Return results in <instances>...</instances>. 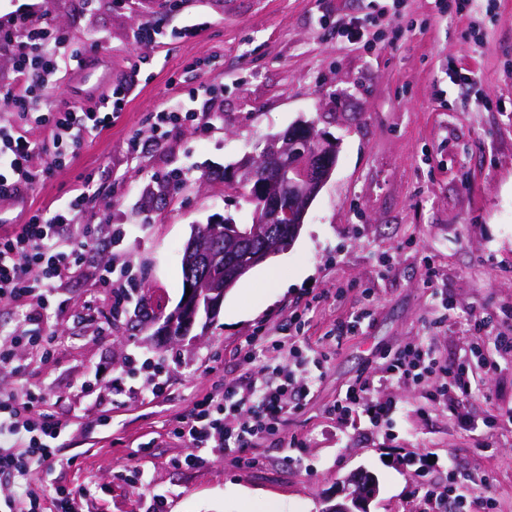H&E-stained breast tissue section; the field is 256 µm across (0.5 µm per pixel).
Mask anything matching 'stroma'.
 <instances>
[{
  "mask_svg": "<svg viewBox=\"0 0 512 512\" xmlns=\"http://www.w3.org/2000/svg\"><path fill=\"white\" fill-rule=\"evenodd\" d=\"M22 6L33 24L63 35L68 67L93 63L86 79L24 109L81 111L111 85L132 87L119 118L87 135L71 163L51 169L35 155L47 174L24 204L0 198V222L13 224L88 181L94 193L79 223L121 236L64 280L59 310L41 324L57 340L53 356L19 350L28 385L71 423L61 463L37 481L90 488L81 512H147L157 494L164 512H323L363 469L377 483L368 512H415L417 491L444 484L453 465L487 477L494 512H512V353L468 329L484 315L494 334L512 336V0L469 13L456 0H98L92 11L84 0H0V24ZM190 20L200 33L178 38ZM349 21L363 38L340 36ZM460 69L473 72L469 87L449 82ZM203 84L216 90L194 104L206 127L172 128L154 148V113ZM303 119L340 148L299 235L238 281L208 328L160 343L136 301L178 304L194 225L251 221L225 175ZM134 136L145 145L135 158L126 148ZM111 258L131 278L104 288L95 268ZM121 296L122 314L94 320ZM362 310L361 325L337 337ZM249 336L297 337L320 360L317 386L249 449L251 466L218 453L183 466L188 449L173 429L197 402L238 379L265 383L271 365L294 368L285 347L246 360ZM424 338L477 375L467 411L481 431L431 403L430 380L378 391L404 408L394 430L331 415L349 385ZM157 377L163 395L145 398ZM421 454L438 468L415 465ZM130 465L149 486L131 485Z\"/></svg>",
  "mask_w": 512,
  "mask_h": 512,
  "instance_id": "stroma-1",
  "label": "stroma"
}]
</instances>
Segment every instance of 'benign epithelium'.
<instances>
[{
	"mask_svg": "<svg viewBox=\"0 0 512 512\" xmlns=\"http://www.w3.org/2000/svg\"><path fill=\"white\" fill-rule=\"evenodd\" d=\"M337 153L336 139L301 121L291 131L271 138L259 157L248 156L239 162L231 174L232 179L260 175L261 202L255 212V223L238 225L226 221L224 241L215 240L207 245L202 241L206 227L195 228L183 257L188 276L186 285L191 293L164 320L160 335L170 343L178 342L184 339V328L193 327L201 314L215 317L231 284L283 249L280 241L271 236L272 228H279L290 239L298 235L312 202L336 166ZM245 241L255 244L251 260L232 275L225 278L193 277V269L206 253L224 244ZM345 483L353 485V491L344 501L329 507L327 512H366L363 506L367 494L359 488V481L351 476Z\"/></svg>",
	"mask_w": 512,
	"mask_h": 512,
	"instance_id": "benign-epithelium-1",
	"label": "benign epithelium"
}]
</instances>
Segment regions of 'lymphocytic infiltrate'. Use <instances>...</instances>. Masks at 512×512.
Masks as SVG:
<instances>
[{"label":"lymphocytic infiltrate","mask_w":512,"mask_h":512,"mask_svg":"<svg viewBox=\"0 0 512 512\" xmlns=\"http://www.w3.org/2000/svg\"><path fill=\"white\" fill-rule=\"evenodd\" d=\"M11 25L19 32L13 64L16 85L1 88L0 95H13L19 87L24 89L26 98L45 96L63 78L61 40L47 28L28 25L21 14L13 16ZM127 93L126 86H116L102 98L98 108L40 114V122L51 130L48 142L40 146L22 127L0 121V197L12 196L43 178V171L31 164L36 152H44L53 167L71 162L85 135L104 127L114 113L120 112ZM90 191L89 185H82L53 210L33 215L27 223L0 232V301L31 308L29 328L0 333V373L22 375L24 367L17 362L18 347L44 350L37 322L50 307L59 283L85 264L93 241L112 236L108 225L75 221ZM272 373V380L262 386L241 381L225 384L222 398L198 402L179 421L174 433L191 449L184 465L202 463L208 451L236 456L253 447L257 440L276 430L291 398L309 392L314 386L309 375L298 381L279 367L273 368ZM431 378L438 382L433 400L450 398L457 413L478 387L468 367L440 364L434 350L419 343L394 354L379 378L365 377L350 385L331 412L340 421L358 416L365 418L370 428H381L395 420L400 408L397 401L370 398V391L379 384L418 383ZM69 430V421L45 412L42 395L27 385L0 393V477L19 475L29 480L20 494L5 499L7 512H40V499L46 489L33 482L32 477L58 463V451ZM486 483L483 477L460 479L452 467L447 484L428 489L422 500L429 512H446L451 505L461 512H493L494 501L477 492Z\"/></svg>","instance_id":"lymphocytic-infiltrate-1"}]
</instances>
